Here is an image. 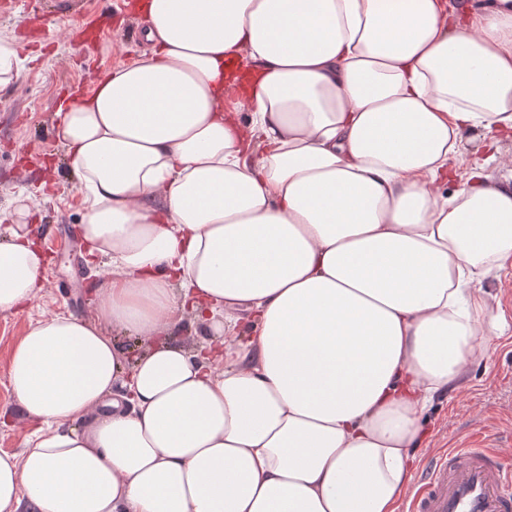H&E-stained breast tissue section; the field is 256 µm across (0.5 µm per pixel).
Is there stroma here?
I'll list each match as a JSON object with an SVG mask.
<instances>
[{
  "label": "stroma",
  "mask_w": 512,
  "mask_h": 512,
  "mask_svg": "<svg viewBox=\"0 0 512 512\" xmlns=\"http://www.w3.org/2000/svg\"><path fill=\"white\" fill-rule=\"evenodd\" d=\"M127 0H0V38L23 60L18 75L0 87V222L10 223V200L33 195L41 216L37 240L49 257L43 292L15 314H0V450L26 448L34 425L1 412L9 407L7 360L12 343L31 323L61 312H89L97 300L79 226L84 205L78 179L57 140L62 99L91 92L96 77L136 58L142 26ZM480 287L487 318L504 315L491 331L489 352L471 364L453 389L437 394L423 419L426 445L418 463L464 441L492 440L512 456V270L491 272Z\"/></svg>",
  "instance_id": "stroma-1"
}]
</instances>
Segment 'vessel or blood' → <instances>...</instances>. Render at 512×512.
<instances>
[{
	"mask_svg": "<svg viewBox=\"0 0 512 512\" xmlns=\"http://www.w3.org/2000/svg\"><path fill=\"white\" fill-rule=\"evenodd\" d=\"M407 512H512V460L493 447L440 451L418 474Z\"/></svg>",
	"mask_w": 512,
	"mask_h": 512,
	"instance_id": "1",
	"label": "vessel or blood"
}]
</instances>
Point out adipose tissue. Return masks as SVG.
<instances>
[{"label": "adipose tissue", "instance_id": "obj_1", "mask_svg": "<svg viewBox=\"0 0 512 512\" xmlns=\"http://www.w3.org/2000/svg\"><path fill=\"white\" fill-rule=\"evenodd\" d=\"M135 9L138 57L58 106L100 300L11 348L36 429L0 451V512H396L422 412L502 327L478 284L512 268V0ZM31 202L2 314L44 285ZM187 313L210 342L176 340Z\"/></svg>", "mask_w": 512, "mask_h": 512}]
</instances>
